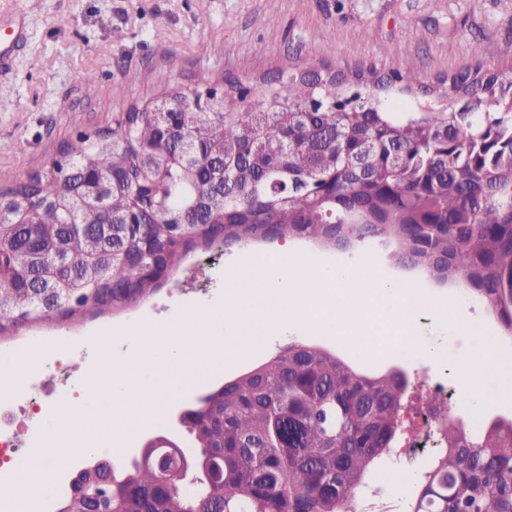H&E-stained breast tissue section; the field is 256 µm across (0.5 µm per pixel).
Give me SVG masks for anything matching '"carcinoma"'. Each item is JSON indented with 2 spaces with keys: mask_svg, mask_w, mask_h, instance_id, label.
Returning <instances> with one entry per match:
<instances>
[{
  "mask_svg": "<svg viewBox=\"0 0 512 512\" xmlns=\"http://www.w3.org/2000/svg\"><path fill=\"white\" fill-rule=\"evenodd\" d=\"M217 81L200 72L132 103L0 189V336L122 312L189 252L273 232L334 248L391 238L399 263L462 280L512 335L511 73L479 61L432 82L411 61L323 65L277 73L254 100L230 81L223 100L192 103ZM353 86L372 93L344 96ZM92 178L111 181L105 196ZM402 394L293 343L209 393L192 429L208 456L172 474L168 497L149 495L151 467L80 471L72 491L109 477L114 512H342L392 448ZM442 435L409 512H512V421Z\"/></svg>",
  "mask_w": 512,
  "mask_h": 512,
  "instance_id": "obj_1",
  "label": "carcinoma"
}]
</instances>
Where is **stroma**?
Wrapping results in <instances>:
<instances>
[{
	"label": "stroma",
	"instance_id": "35a3bbf8",
	"mask_svg": "<svg viewBox=\"0 0 512 512\" xmlns=\"http://www.w3.org/2000/svg\"><path fill=\"white\" fill-rule=\"evenodd\" d=\"M20 24L26 39L15 48L10 29ZM203 43L212 45V53H200ZM6 47L12 62L0 70V189L58 157L80 133L111 126L131 102L148 100L169 84L191 87L201 70L241 83L255 97L264 78L287 68L372 65L388 71L409 60L435 78L479 59L510 67L512 0H0V48ZM131 70L138 73L133 82L127 79ZM88 73L94 83L85 82ZM293 244L306 257L333 262L371 254L397 277L425 282L437 297L452 299L480 332H490L512 355V336L496 315L463 284L439 286L424 270L396 263L393 242L378 238L345 250L323 249L303 238ZM240 251L237 245L214 244L190 254L161 290L128 312L106 313L77 328L57 322L24 328L0 342V349L49 340L84 368L97 327L186 316L205 307L223 293ZM415 332L422 355L371 363L328 337L287 329L230 363L223 375L189 388L183 398L192 401L300 340L370 375L406 370L407 396L424 397L428 376L447 382L449 394L459 396L460 353L446 324L424 310ZM432 456L429 448L407 458L389 452L366 478L364 494L388 502V512H408L410 501L399 489L417 485Z\"/></svg>",
	"mask_w": 512,
	"mask_h": 512
}]
</instances>
